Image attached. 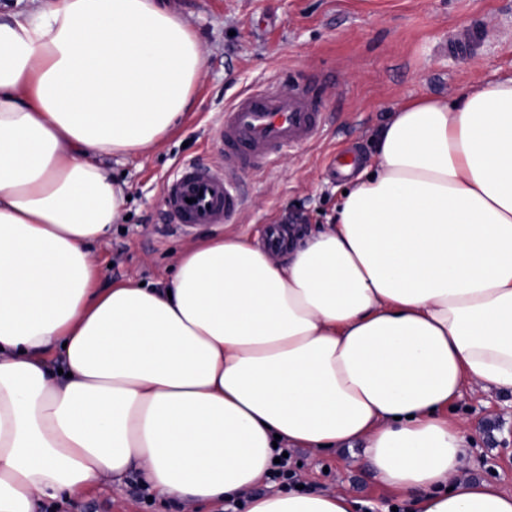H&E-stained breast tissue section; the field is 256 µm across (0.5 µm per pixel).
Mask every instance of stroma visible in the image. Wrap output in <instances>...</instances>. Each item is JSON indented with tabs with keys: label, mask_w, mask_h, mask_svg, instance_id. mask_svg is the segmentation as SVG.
Wrapping results in <instances>:
<instances>
[{
	"label": "stroma",
	"mask_w": 512,
	"mask_h": 512,
	"mask_svg": "<svg viewBox=\"0 0 512 512\" xmlns=\"http://www.w3.org/2000/svg\"><path fill=\"white\" fill-rule=\"evenodd\" d=\"M184 17L204 50L194 106L178 132L148 154L110 158L124 177L127 218L96 246L98 285L131 278L162 281L179 254L213 234H242L263 242L271 224H292L308 237L333 223L348 181L335 157L354 152L373 161L372 139L392 112L422 97L456 98L479 85L512 78V0H163ZM479 26L471 55L443 52L460 29ZM286 89L323 83L327 114L322 135L283 151L272 166L240 174L244 208L230 224L182 230L166 222L163 184L192 162L223 169L219 118L225 106L257 82ZM472 443L461 476L512 492V393L466 388L448 407ZM293 471L314 489L340 492L363 512H415L408 497L381 484L362 447L338 455L292 452ZM136 472L102 479L78 498L87 512H180L174 499L142 500Z\"/></svg>",
	"instance_id": "1"
}]
</instances>
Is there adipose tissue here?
Segmentation results:
<instances>
[{
  "label": "adipose tissue",
  "mask_w": 512,
  "mask_h": 512,
  "mask_svg": "<svg viewBox=\"0 0 512 512\" xmlns=\"http://www.w3.org/2000/svg\"><path fill=\"white\" fill-rule=\"evenodd\" d=\"M201 44L158 0L0 18V512L137 470L183 512L256 484L282 438L364 452L417 512H512L461 479L468 385L512 391V78L401 105L338 220L286 260L200 241L166 284L95 287L120 223L101 163L176 133ZM246 512H352L265 493Z\"/></svg>",
  "instance_id": "obj_1"
}]
</instances>
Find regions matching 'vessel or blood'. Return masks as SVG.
<instances>
[{
  "instance_id": "b4317fda",
  "label": "vessel or blood",
  "mask_w": 512,
  "mask_h": 512,
  "mask_svg": "<svg viewBox=\"0 0 512 512\" xmlns=\"http://www.w3.org/2000/svg\"><path fill=\"white\" fill-rule=\"evenodd\" d=\"M325 118L314 90H283L265 81L225 106L220 125L224 168L179 166L164 186L169 221L179 226L228 224L242 206L241 172L270 166L287 147L316 140Z\"/></svg>"
}]
</instances>
